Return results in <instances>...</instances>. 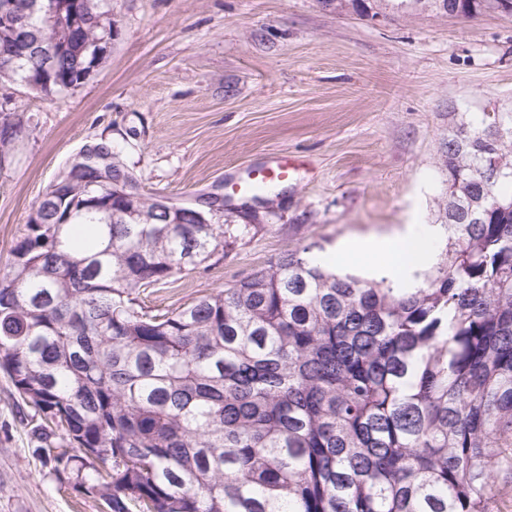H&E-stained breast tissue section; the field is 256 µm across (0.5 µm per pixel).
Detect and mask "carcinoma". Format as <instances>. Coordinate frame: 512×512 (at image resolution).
Listing matches in <instances>:
<instances>
[{"instance_id":"obj_1","label":"carcinoma","mask_w":512,"mask_h":512,"mask_svg":"<svg viewBox=\"0 0 512 512\" xmlns=\"http://www.w3.org/2000/svg\"><path fill=\"white\" fill-rule=\"evenodd\" d=\"M47 40L41 0H13ZM402 11L512 13V0H391ZM88 58L36 53L0 69L47 97ZM52 184L0 270V369L66 432L53 470L107 512H491L512 466V112L448 130L436 262L408 278L327 267L314 246L194 302L154 312L141 293L224 252L215 199L149 224L66 205L116 175ZM96 448L85 463L84 449Z\"/></svg>"}]
</instances>
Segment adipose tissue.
<instances>
[{
	"instance_id": "ef3b65f1",
	"label": "adipose tissue",
	"mask_w": 512,
	"mask_h": 512,
	"mask_svg": "<svg viewBox=\"0 0 512 512\" xmlns=\"http://www.w3.org/2000/svg\"><path fill=\"white\" fill-rule=\"evenodd\" d=\"M433 236L432 228L421 226L380 238H355L340 245L331 259L340 268L379 269L389 277L399 279L428 258Z\"/></svg>"
}]
</instances>
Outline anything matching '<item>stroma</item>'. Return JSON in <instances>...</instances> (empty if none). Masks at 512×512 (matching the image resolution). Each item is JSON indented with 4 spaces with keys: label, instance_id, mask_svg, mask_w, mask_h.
<instances>
[{
    "label": "stroma",
    "instance_id": "1",
    "mask_svg": "<svg viewBox=\"0 0 512 512\" xmlns=\"http://www.w3.org/2000/svg\"><path fill=\"white\" fill-rule=\"evenodd\" d=\"M374 15L324 0H112L118 35L82 84L46 97L0 83L18 136L0 153V268L47 187L87 147L112 145L145 193L220 194L224 251L150 292L175 308L353 236L435 224L449 127L512 110V15ZM285 153L296 170L261 200L228 181ZM44 416L0 371V512H106L56 478ZM49 428V427H48Z\"/></svg>",
    "mask_w": 512,
    "mask_h": 512
}]
</instances>
